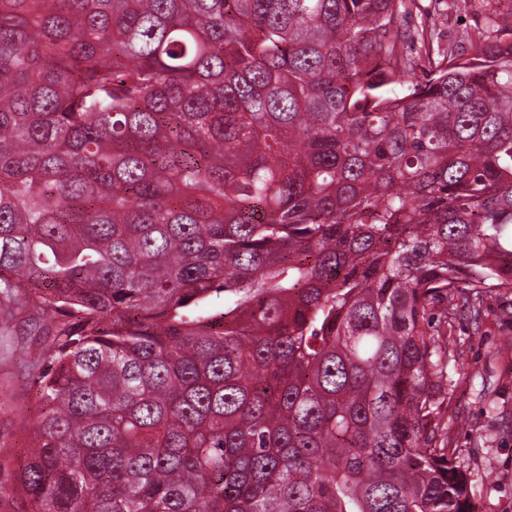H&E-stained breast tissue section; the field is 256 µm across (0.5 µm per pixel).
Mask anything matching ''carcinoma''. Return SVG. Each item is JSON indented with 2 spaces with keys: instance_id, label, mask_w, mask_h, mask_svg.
<instances>
[{
  "instance_id": "cac0c4a2",
  "label": "carcinoma",
  "mask_w": 512,
  "mask_h": 512,
  "mask_svg": "<svg viewBox=\"0 0 512 512\" xmlns=\"http://www.w3.org/2000/svg\"><path fill=\"white\" fill-rule=\"evenodd\" d=\"M484 5L458 51L404 0H0V318H54L30 512H477L426 324L512 291Z\"/></svg>"
}]
</instances>
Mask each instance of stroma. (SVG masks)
<instances>
[{
	"instance_id": "1",
	"label": "stroma",
	"mask_w": 512,
	"mask_h": 512,
	"mask_svg": "<svg viewBox=\"0 0 512 512\" xmlns=\"http://www.w3.org/2000/svg\"><path fill=\"white\" fill-rule=\"evenodd\" d=\"M475 0H409L407 29L429 26L441 45L462 46ZM31 313L0 324V512H29L15 476L30 446L39 389L30 355L41 339L32 328L47 323ZM448 345L462 358L448 364L442 434L467 470L479 512H512V293L486 300L480 328L458 317Z\"/></svg>"
}]
</instances>
